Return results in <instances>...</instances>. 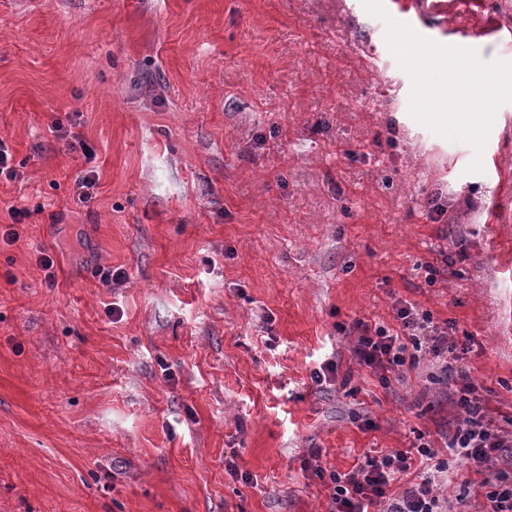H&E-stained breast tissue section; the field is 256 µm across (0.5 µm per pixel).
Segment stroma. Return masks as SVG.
I'll return each instance as SVG.
<instances>
[{
	"label": "stroma",
	"mask_w": 512,
	"mask_h": 512,
	"mask_svg": "<svg viewBox=\"0 0 512 512\" xmlns=\"http://www.w3.org/2000/svg\"><path fill=\"white\" fill-rule=\"evenodd\" d=\"M414 7L439 44L512 29V0ZM385 34L362 0H0V512H326L314 465L455 416L428 362L385 386L351 359L343 327L405 302L512 418V102L467 173Z\"/></svg>",
	"instance_id": "1"
}]
</instances>
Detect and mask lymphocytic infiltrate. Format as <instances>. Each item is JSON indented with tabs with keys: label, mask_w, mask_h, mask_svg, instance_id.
I'll return each instance as SVG.
<instances>
[{
	"label": "lymphocytic infiltrate",
	"mask_w": 512,
	"mask_h": 512,
	"mask_svg": "<svg viewBox=\"0 0 512 512\" xmlns=\"http://www.w3.org/2000/svg\"><path fill=\"white\" fill-rule=\"evenodd\" d=\"M396 319L394 328L355 321L352 357L358 365L378 372L386 385L402 379L425 359L431 363L430 384L453 380L450 403L457 420L443 436L448 453L440 455L421 435L414 451L370 457L345 473L315 468L328 490L329 512H468L467 495L452 499L442 491L464 462L483 476V512H512V428L497 425L489 417L477 384L461 365L464 349L430 312L403 303L396 309ZM416 458L423 465L416 481L402 492H393L392 484L408 473Z\"/></svg>",
	"instance_id": "1"
}]
</instances>
